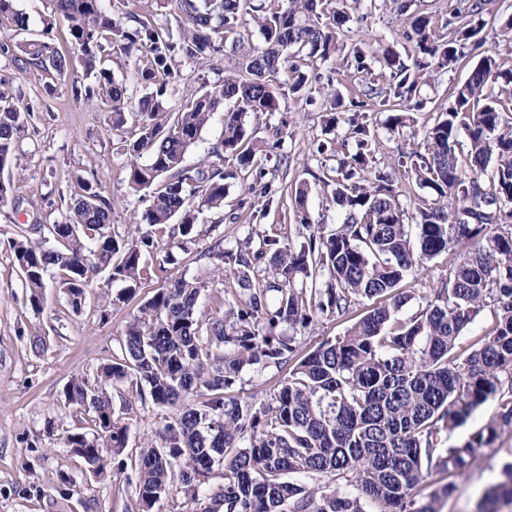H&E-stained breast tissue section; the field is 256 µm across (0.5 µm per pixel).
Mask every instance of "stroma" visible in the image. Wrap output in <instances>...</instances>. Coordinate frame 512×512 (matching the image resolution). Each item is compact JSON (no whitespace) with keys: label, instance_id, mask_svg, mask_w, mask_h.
<instances>
[{"label":"stroma","instance_id":"obj_1","mask_svg":"<svg viewBox=\"0 0 512 512\" xmlns=\"http://www.w3.org/2000/svg\"><path fill=\"white\" fill-rule=\"evenodd\" d=\"M105 6L117 18L132 12L174 30L179 27L173 0H106ZM483 19L480 35L484 46L470 52L471 63L478 62L482 54L492 53L501 65L512 66V41L501 35L505 23L512 21V0H495ZM408 26L392 0H358L350 11L342 42L347 47L363 48L372 60L369 70L355 71L339 55L316 62L315 67L332 75L333 88L347 105L365 100L363 92L370 84L392 91L397 79L390 70L381 68L376 58L388 48L404 53L401 33ZM1 73L12 77V93L25 116L19 139L22 165L0 172V179L12 184V198L0 209V238L12 237L31 224L64 222L86 180L100 183L111 197L112 228L123 232L145 204L139 193L127 186L126 142L112 129L110 108L99 97L84 93L85 87L92 85V77L75 61L64 78L51 81L39 71H19L11 56L0 53ZM468 73V66L411 69L410 78L416 83L422 106L411 111L406 127L399 131L388 125L389 112L379 100H367L366 120L372 139L364 149L348 132L349 112H342L335 131H327L325 119L331 99L316 84L304 98L285 95L280 112L250 115L256 159L264 182L272 186L260 211L249 205L250 181L237 173L235 161L212 152L224 130L223 113H215L198 144L186 153L183 166L192 169L205 163L224 172V206L203 210L192 257L170 266L169 277H209V261L202 253L219 236L228 247L248 235L264 232L279 236L282 243L299 245L298 219L291 199L295 186L301 183L308 188L305 209L312 222L339 223L341 210L332 200L334 180L341 162L361 149L368 154L369 169L394 171L398 200L405 212L414 213L431 192L416 181L410 154L422 151L425 130L447 111L450 88L463 83ZM221 76V71L200 66L193 59L175 58L166 79L163 111H177ZM278 125L285 128L280 147L267 150L266 143ZM160 285L157 279L146 282L134 300L114 308L103 321L95 310L101 283L89 289L86 309L78 315L71 312L61 290L51 283L45 290L43 310L37 313L25 301L10 254L0 249V512H126L133 492L125 482L86 475L66 449L31 448L24 437L39 433L49 420L64 430L76 427V417L62 406L64 386L75 376L93 377L98 367L111 359L139 303ZM371 306L365 299L349 317H321L301 330L303 350L343 335ZM35 336L46 342L39 354L30 346ZM284 377V371L275 366H251L242 371L228 395L267 404ZM510 461L512 431L503 433L492 447L479 449L467 473L452 480L432 474L420 492L426 495L438 485L453 483L451 495L437 504L439 512H478L485 490L497 481L503 463ZM63 474L75 483L64 498L56 490ZM34 485L43 489V496L30 495Z\"/></svg>","mask_w":512,"mask_h":512}]
</instances>
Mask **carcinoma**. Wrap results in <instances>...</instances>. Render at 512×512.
<instances>
[{
    "label": "carcinoma",
    "instance_id": "carcinoma-1",
    "mask_svg": "<svg viewBox=\"0 0 512 512\" xmlns=\"http://www.w3.org/2000/svg\"><path fill=\"white\" fill-rule=\"evenodd\" d=\"M348 2L175 0L182 29L175 40L168 27L150 19H115L103 0H46L40 37L1 43L18 69L61 78L71 59L55 49L50 34L56 16L67 21L73 52L95 78L86 92L112 108L113 129L128 137V186L148 196L121 236L112 231V201L86 182L65 222L34 224L8 238L15 267L26 268L20 283L31 309L42 310L52 277L71 311L82 313L87 289L104 272L107 283L125 284L115 298L102 293L98 315L104 321L116 303L131 300L143 282L178 261L174 250L191 253L200 211L224 205V174L183 168L185 154L213 114L222 112L224 154L243 172L257 165L255 151L246 146V118L280 111L285 87L299 96L311 81H321L312 59L328 61L340 50ZM488 2L450 5L446 38L430 18L414 17L403 32L414 65L460 66ZM251 21L260 34L256 44L241 31ZM28 28L16 0H0V33ZM112 49L140 54L138 76L145 82L166 74L177 56L203 65L223 57L224 77L160 120L166 83L131 104L105 65ZM378 63L400 80L391 96L372 86L365 95L390 104L389 124L401 128L407 112L419 106L415 83L396 52L384 50ZM281 72L283 83L277 81ZM12 83L0 75V171L20 165L16 138L23 114ZM452 96L448 112L426 130V155L414 165L416 179L435 194L411 217L416 235L405 223L393 177L369 170L359 153L341 163L336 182L341 223H312L302 184L294 191L299 248L265 234L231 248L219 238L204 253L214 271L233 274L241 289L229 310L232 323L197 314L212 281L196 276L167 281L138 306L112 360L93 379L74 377L63 390V407L90 425L88 431H66L61 442L84 473L125 477L135 487L130 512H154L180 495L199 512H365L363 496L372 512H437L435 504L454 483L433 490L423 503L417 488L434 472L466 473L478 449L512 430V129L504 117L512 112V68L485 55ZM348 124V133L368 145L369 125L358 117ZM156 226L169 228V244L152 266L147 259L158 251ZM442 252L450 257L448 273L421 297L415 314L399 317L414 292L398 285ZM271 292L277 293L272 303ZM362 299L376 304L343 335L305 354L297 337L281 330L284 324L307 327L323 316L344 317ZM486 307L494 310L493 325L470 352L456 351L462 332ZM270 364L289 367L272 404L225 397L244 368ZM115 394L123 401L120 411ZM495 399L498 412L486 425L464 443L444 447L448 433ZM136 402L171 414L129 466L125 415ZM298 473L323 482L289 480ZM218 475L223 484L214 490L210 481ZM340 479L361 494L341 491ZM509 504L512 463L503 466L479 512H502Z\"/></svg>",
    "mask_w": 512,
    "mask_h": 512
}]
</instances>
